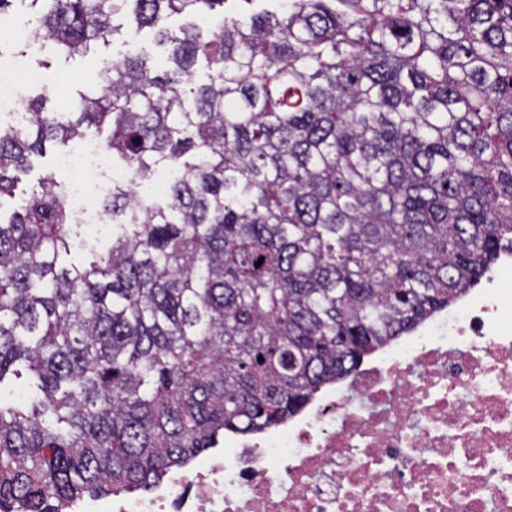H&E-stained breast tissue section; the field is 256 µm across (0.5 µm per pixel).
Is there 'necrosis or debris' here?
Returning a JSON list of instances; mask_svg holds the SVG:
<instances>
[{"label":"necrosis or debris","mask_w":512,"mask_h":512,"mask_svg":"<svg viewBox=\"0 0 512 512\" xmlns=\"http://www.w3.org/2000/svg\"><path fill=\"white\" fill-rule=\"evenodd\" d=\"M38 67L0 60V117L24 124ZM78 223L104 229L118 178L96 140L62 156ZM69 512H512V249L467 292L329 385L282 428L147 496L88 497Z\"/></svg>","instance_id":"1"}]
</instances>
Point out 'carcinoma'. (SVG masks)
<instances>
[{"mask_svg": "<svg viewBox=\"0 0 512 512\" xmlns=\"http://www.w3.org/2000/svg\"><path fill=\"white\" fill-rule=\"evenodd\" d=\"M0 0L56 60L101 61L65 112L0 124V207L46 143L92 129L127 178L112 247L59 264L53 175L0 212V512L150 490L228 432L278 426L447 308L512 245V0ZM208 16L176 31L172 14ZM207 81H197V67ZM160 167L161 198L140 193ZM261 266H256V263ZM117 23H123V36H116L112 41V37H109L108 44H101L96 54H91L86 57H75L68 63H62L59 61H53L52 65L48 68L42 69L47 74L51 81L57 82V76L63 72H72L74 74H86L94 72L100 65L103 58H111L112 56H123L130 55L135 56L137 54L148 53L155 57V62L158 65H163L160 60L163 56V50L157 47L150 33L146 30L140 34L127 33L135 28L133 18L127 17L124 20H119Z\"/></svg>", "mask_w": 512, "mask_h": 512, "instance_id": "carcinoma-1", "label": "carcinoma"}]
</instances>
